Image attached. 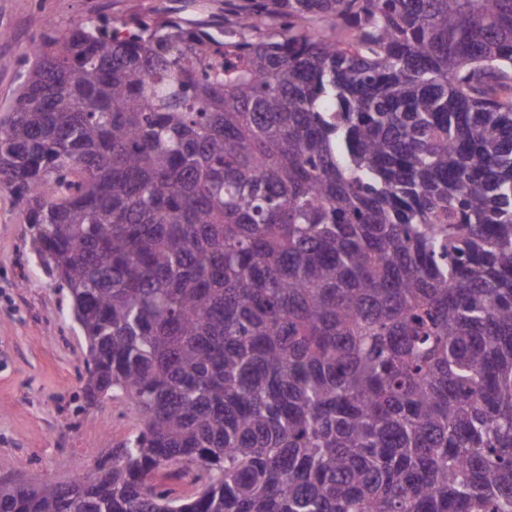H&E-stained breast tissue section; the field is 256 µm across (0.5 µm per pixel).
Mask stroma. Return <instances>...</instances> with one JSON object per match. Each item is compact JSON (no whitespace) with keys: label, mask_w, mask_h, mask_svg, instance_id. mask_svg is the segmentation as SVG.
Here are the masks:
<instances>
[{"label":"stroma","mask_w":512,"mask_h":512,"mask_svg":"<svg viewBox=\"0 0 512 512\" xmlns=\"http://www.w3.org/2000/svg\"><path fill=\"white\" fill-rule=\"evenodd\" d=\"M220 23L224 0H0V107L13 102L32 45L97 16ZM67 291L36 266L21 208L0 188V477L65 480L94 471L140 425L124 399L81 409L86 343Z\"/></svg>","instance_id":"35a3bbf8"}]
</instances>
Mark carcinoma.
Instances as JSON below:
<instances>
[{"instance_id": "obj_1", "label": "carcinoma", "mask_w": 512, "mask_h": 512, "mask_svg": "<svg viewBox=\"0 0 512 512\" xmlns=\"http://www.w3.org/2000/svg\"><path fill=\"white\" fill-rule=\"evenodd\" d=\"M226 2L48 25L0 117L141 421L0 512H512V0Z\"/></svg>"}]
</instances>
